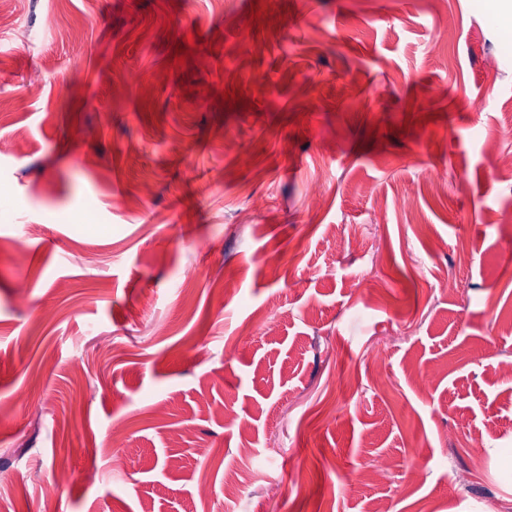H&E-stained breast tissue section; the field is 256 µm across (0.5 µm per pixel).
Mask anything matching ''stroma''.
Instances as JSON below:
<instances>
[{
	"label": "stroma",
	"mask_w": 512,
	"mask_h": 512,
	"mask_svg": "<svg viewBox=\"0 0 512 512\" xmlns=\"http://www.w3.org/2000/svg\"><path fill=\"white\" fill-rule=\"evenodd\" d=\"M499 2L14 0L0 512H512Z\"/></svg>",
	"instance_id": "35a3bbf8"
}]
</instances>
